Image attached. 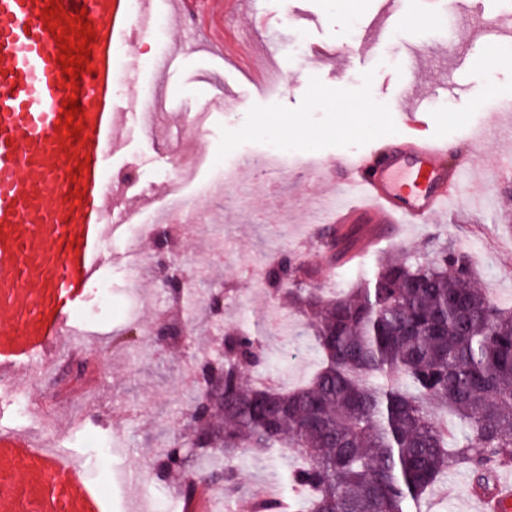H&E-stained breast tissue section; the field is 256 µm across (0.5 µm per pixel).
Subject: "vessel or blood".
Listing matches in <instances>:
<instances>
[{
    "label": "vessel or blood",
    "mask_w": 512,
    "mask_h": 512,
    "mask_svg": "<svg viewBox=\"0 0 512 512\" xmlns=\"http://www.w3.org/2000/svg\"><path fill=\"white\" fill-rule=\"evenodd\" d=\"M50 0H0V372L35 378L66 355L80 333L72 314L104 269V249L125 211L112 205V166L123 117L113 72L121 45L151 25L155 0L131 17L129 0H80L91 17L89 56L79 81L59 66L66 24L47 30ZM78 96L83 126L71 138L63 117ZM381 154L338 162L360 201L337 208V228L369 225L368 250L397 224H428L459 194L446 167V140L422 135L420 112ZM0 512H108L82 465L27 430H0ZM481 512H512V480L496 481Z\"/></svg>",
    "instance_id": "obj_1"
}]
</instances>
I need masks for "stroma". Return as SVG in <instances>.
I'll list each match as a JSON object with an SVG mask.
<instances>
[{
  "label": "stroma",
  "mask_w": 512,
  "mask_h": 512,
  "mask_svg": "<svg viewBox=\"0 0 512 512\" xmlns=\"http://www.w3.org/2000/svg\"><path fill=\"white\" fill-rule=\"evenodd\" d=\"M257 14H240L210 0L223 46L209 30L183 32L169 25L166 47L182 53L181 65L158 77L149 58L158 54L152 40L127 47L117 62L116 80L135 81V91L114 101L127 120L123 146L112 159L114 194L120 202L142 199L145 209L167 206L174 192L194 199L200 223L162 225L170 255L189 271L190 282L176 302L163 285L160 257L153 240L137 245L144 257L142 275L126 276V239L110 242L112 261L102 278L112 285V311H98L96 288H88L74 318L78 329L97 318L96 334L70 356L55 361L46 377L0 387V424L31 429L61 421L54 437L68 454L80 458L87 477L108 495V512H184L181 476L205 469L199 456L187 457L179 470L157 478L155 460L164 446L186 440V415L196 393L173 327L192 322L198 354L210 353L214 332L209 297L229 290L235 299L226 324L252 330L273 321L268 293L250 275L249 266L265 250L283 244L298 266L311 270L305 284L329 293L356 287L387 256L408 252L432 255L445 243L468 254L480 288L495 304L512 308V31L499 38L496 55H488L471 27L476 14L512 15V0H408L412 23L373 46L384 0H257ZM164 97L157 128L143 130L137 98ZM412 111L423 108L431 120L425 134L447 138V161L463 165V198L430 224H405L388 242L359 260L330 265L319 246L315 212H326L335 197L349 192L337 174L338 156L382 152L399 132L394 103ZM364 105L361 128L351 127L348 112ZM208 109L204 137L183 133L189 153L224 161L223 169L204 167L195 179L173 190L159 180L172 170L175 147L165 131L183 114ZM295 123L303 135L289 148L314 154L320 168L295 173L278 189L271 177L249 166L279 126ZM487 124L490 134L480 147L468 139L472 127ZM133 304L136 322L123 315ZM304 316L288 333L265 338V355L251 367L253 380L276 377L283 387L307 382L320 367L312 341L302 336ZM23 397L26 416H17L13 401ZM112 442L119 473H110L95 458L100 441ZM296 452L277 450L234 459L240 485L233 498L218 489L196 500L201 512H248L273 473L298 463ZM472 478L436 484L411 512H478Z\"/></svg>",
  "instance_id": "obj_1"
}]
</instances>
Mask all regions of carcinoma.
<instances>
[{
  "label": "carcinoma",
  "instance_id": "cac0c4a2",
  "mask_svg": "<svg viewBox=\"0 0 512 512\" xmlns=\"http://www.w3.org/2000/svg\"><path fill=\"white\" fill-rule=\"evenodd\" d=\"M320 230L331 259L353 244ZM432 261L405 252L336 297L301 287L308 273L283 261L266 265L263 286L307 318L323 366L313 381L284 392L254 387L247 367L264 353L262 334L230 330L217 359H199L202 379L189 443L208 459L249 450L294 448L304 457L287 492L308 490V512H410L457 465L476 487L512 466V311L472 281L469 257L448 247ZM295 287L281 292L283 279ZM407 376L414 392L397 385ZM462 422L452 441L437 415ZM236 488L231 465L195 478Z\"/></svg>",
  "mask_w": 512,
  "mask_h": 512
}]
</instances>
